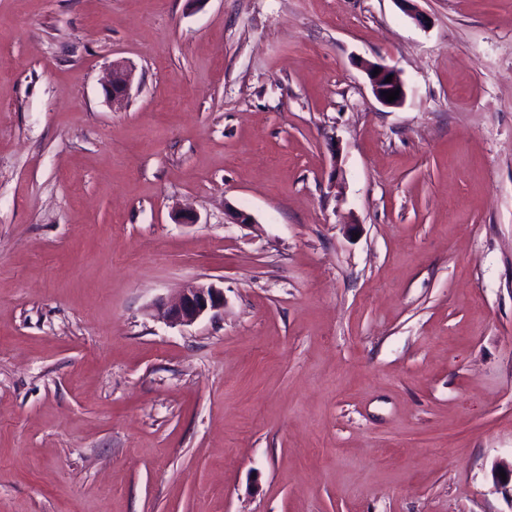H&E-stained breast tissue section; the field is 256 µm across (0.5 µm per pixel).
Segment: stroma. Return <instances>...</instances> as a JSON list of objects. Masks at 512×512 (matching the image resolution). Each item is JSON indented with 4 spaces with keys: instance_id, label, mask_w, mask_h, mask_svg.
<instances>
[{
    "instance_id": "stroma-1",
    "label": "stroma",
    "mask_w": 512,
    "mask_h": 512,
    "mask_svg": "<svg viewBox=\"0 0 512 512\" xmlns=\"http://www.w3.org/2000/svg\"><path fill=\"white\" fill-rule=\"evenodd\" d=\"M414 5L0 0V512H512V0ZM132 83V69L124 61H113L107 80V93L112 106H121L125 102L129 97ZM375 68L379 69L378 75L373 74ZM363 69L369 79L372 92L375 98L381 104L393 107L399 106L404 102L406 97L405 87L401 80L399 79V77L397 76L394 68L381 63L365 62L363 64ZM388 76H392L391 82H386V78ZM396 89L400 90L399 97L392 102H388L386 100V96L383 95V92L395 91ZM224 290L214 283H197L184 288L172 302H160L161 318L171 325H189L204 315L223 310Z\"/></svg>"
}]
</instances>
